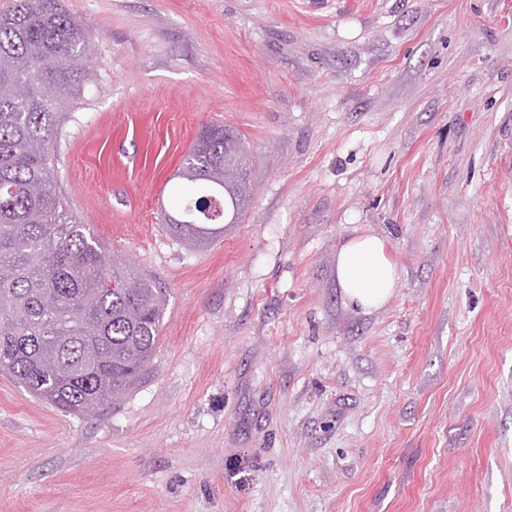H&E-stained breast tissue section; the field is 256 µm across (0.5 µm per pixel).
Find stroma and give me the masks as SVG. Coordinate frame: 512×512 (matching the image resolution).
<instances>
[{"instance_id":"stroma-1","label":"stroma","mask_w":512,"mask_h":512,"mask_svg":"<svg viewBox=\"0 0 512 512\" xmlns=\"http://www.w3.org/2000/svg\"><path fill=\"white\" fill-rule=\"evenodd\" d=\"M97 79L54 188L165 299L151 371L96 416L0 375V512H512V0H64ZM253 196L165 225L201 127ZM387 243L365 315L336 252ZM250 157L248 143L239 133L223 125L202 128L176 174L188 182L200 183L205 192L188 200L179 217L166 216L169 231L180 240L200 246L223 234L224 225L214 227L216 224L238 223L251 198ZM209 206L215 220L203 218L202 211ZM335 276L345 302L364 313L383 306L398 281L385 240L371 234L353 236L339 247Z\"/></svg>"}]
</instances>
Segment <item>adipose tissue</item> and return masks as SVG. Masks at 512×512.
<instances>
[{
	"label": "adipose tissue",
	"mask_w": 512,
	"mask_h": 512,
	"mask_svg": "<svg viewBox=\"0 0 512 512\" xmlns=\"http://www.w3.org/2000/svg\"><path fill=\"white\" fill-rule=\"evenodd\" d=\"M335 276L345 302L365 313L383 306L398 281L385 240L371 234L351 237L339 247Z\"/></svg>",
	"instance_id": "obj_1"
}]
</instances>
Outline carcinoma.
<instances>
[{"label":"carcinoma","mask_w":512,"mask_h":512,"mask_svg":"<svg viewBox=\"0 0 512 512\" xmlns=\"http://www.w3.org/2000/svg\"><path fill=\"white\" fill-rule=\"evenodd\" d=\"M94 32L62 0H13L0 13V370L64 412L112 406L146 374L161 332L162 291L69 212L56 193L51 142L60 107L92 80ZM176 174L205 187L178 217L203 245L240 219L252 190L248 143L202 128Z\"/></svg>","instance_id":"obj_1"}]
</instances>
